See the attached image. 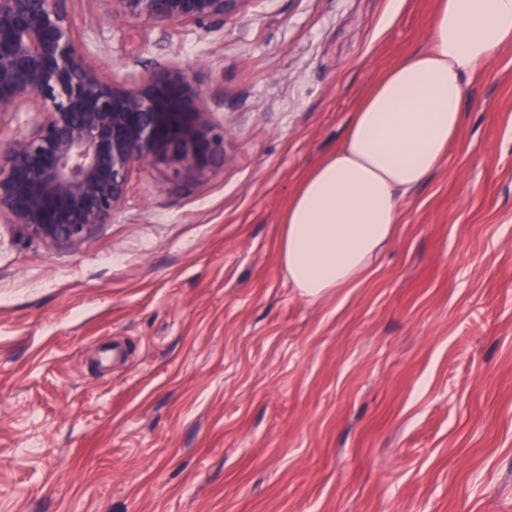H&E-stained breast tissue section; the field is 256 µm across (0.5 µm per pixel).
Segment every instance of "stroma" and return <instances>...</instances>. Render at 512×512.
I'll return each instance as SVG.
<instances>
[{"instance_id": "35a3bbf8", "label": "stroma", "mask_w": 512, "mask_h": 512, "mask_svg": "<svg viewBox=\"0 0 512 512\" xmlns=\"http://www.w3.org/2000/svg\"><path fill=\"white\" fill-rule=\"evenodd\" d=\"M250 0L224 24L67 0L104 72L190 67L201 179L134 168L67 249L0 220V512H512V48L361 286L299 296L290 195L435 0Z\"/></svg>"}]
</instances>
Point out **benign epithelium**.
<instances>
[{
    "mask_svg": "<svg viewBox=\"0 0 512 512\" xmlns=\"http://www.w3.org/2000/svg\"><path fill=\"white\" fill-rule=\"evenodd\" d=\"M127 20L212 26L252 0H99ZM0 112H32L0 142V216L50 248L86 239L121 206L137 165L202 178L224 164L205 90L180 66L109 76L79 43L65 0H0Z\"/></svg>",
    "mask_w": 512,
    "mask_h": 512,
    "instance_id": "1",
    "label": "benign epithelium"
}]
</instances>
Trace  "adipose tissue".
Wrapping results in <instances>:
<instances>
[{"label": "adipose tissue", "mask_w": 512, "mask_h": 512, "mask_svg": "<svg viewBox=\"0 0 512 512\" xmlns=\"http://www.w3.org/2000/svg\"><path fill=\"white\" fill-rule=\"evenodd\" d=\"M507 48L512 0H438L426 45L382 75L290 196L278 259L301 297L368 279L395 237L403 199L459 138L468 80Z\"/></svg>", "instance_id": "1"}]
</instances>
